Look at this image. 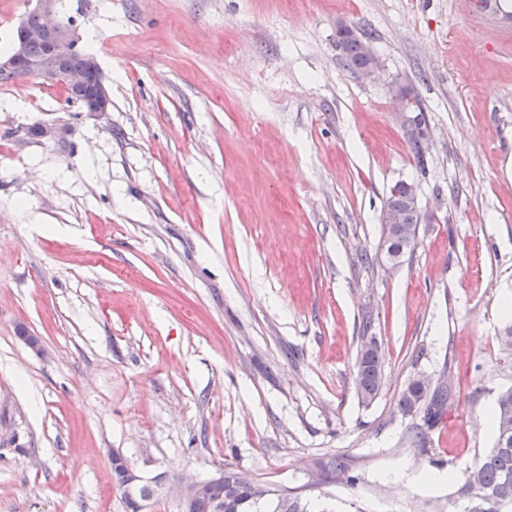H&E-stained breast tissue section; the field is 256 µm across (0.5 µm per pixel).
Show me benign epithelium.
<instances>
[{"label":"benign epithelium","instance_id":"1","mask_svg":"<svg viewBox=\"0 0 512 512\" xmlns=\"http://www.w3.org/2000/svg\"><path fill=\"white\" fill-rule=\"evenodd\" d=\"M37 12L41 17L38 29L17 27L12 52L0 60V71L18 77L43 76L63 83L72 90L73 97L81 104L83 111L93 116L111 111L112 96L102 68L93 55L86 56L84 66L67 65L70 57L78 50V37L73 25H67L56 16V0H37ZM32 40L43 43L44 53L39 58L28 54ZM397 112L407 136L418 137L425 146L430 145L431 134L420 124L414 113V101L409 93L395 94Z\"/></svg>","mask_w":512,"mask_h":512}]
</instances>
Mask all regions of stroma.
Wrapping results in <instances>:
<instances>
[{"label": "stroma", "instance_id": "1", "mask_svg": "<svg viewBox=\"0 0 512 512\" xmlns=\"http://www.w3.org/2000/svg\"><path fill=\"white\" fill-rule=\"evenodd\" d=\"M476 2L57 0L112 109L0 86V512H128L116 454L143 512L228 467L322 512H464L512 387V0L500 23ZM341 20L379 79L343 62ZM400 87L432 135L420 161ZM400 181L431 219L390 270ZM420 375L451 389L428 430L398 406ZM354 381L358 394L365 402H371L382 387L381 362L377 346L359 356ZM127 467H128V470H127ZM128 471H129V475L131 477L130 485L132 488H134L141 481V477L128 465L126 466L120 460L119 456L115 455V459L112 458V473H113V477L115 479V483L117 484V486L119 487V489L122 491V493L124 495V499H125L127 508L131 509V511H133V512H136V511H134L133 502L131 501V497H133L134 499L137 500L138 507H139L138 511H141L142 506L140 504V500L147 499L148 497H150L151 492L147 486L142 485L140 487V498L141 499H139L135 496L130 497V494L127 492V483L129 480L128 479ZM141 501H143V500H141Z\"/></svg>", "mask_w": 512, "mask_h": 512}]
</instances>
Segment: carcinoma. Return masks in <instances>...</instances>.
<instances>
[{
    "instance_id": "obj_1",
    "label": "carcinoma",
    "mask_w": 512,
    "mask_h": 512,
    "mask_svg": "<svg viewBox=\"0 0 512 512\" xmlns=\"http://www.w3.org/2000/svg\"><path fill=\"white\" fill-rule=\"evenodd\" d=\"M336 45L346 65L352 71L362 70L368 57L362 40L353 35L336 32ZM382 211L394 215L398 223L418 229L424 221L422 210L413 199L406 197L403 189L392 187L386 197ZM354 381L361 398L370 402L382 387V371L378 349L374 348L359 356ZM449 398L447 383L437 382L431 389L412 380L402 393L398 405L405 413L423 410L424 424L433 427L442 421ZM497 436L492 451L473 466L461 471L459 495L463 487L476 485L486 492L483 500L470 512H509L512 509V387L502 391L495 405ZM115 483L122 491L127 508H133L127 492V466L115 458L112 460ZM224 512H314L312 506L298 495L280 496L273 489L263 491L244 480V474L230 468L223 477L204 481L203 492L183 500V512H215L217 507Z\"/></svg>"
}]
</instances>
